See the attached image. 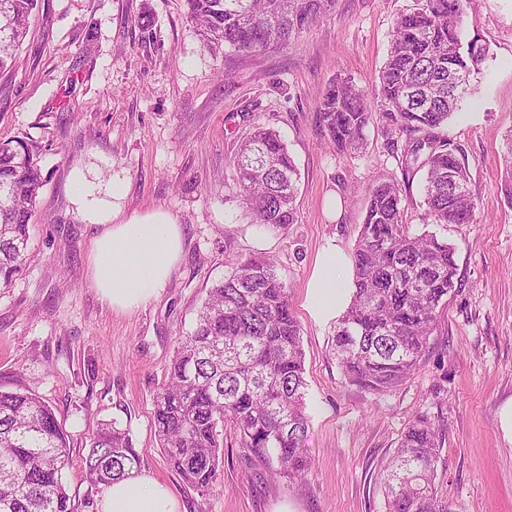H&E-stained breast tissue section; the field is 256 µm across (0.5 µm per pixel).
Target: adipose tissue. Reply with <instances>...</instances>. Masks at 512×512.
Wrapping results in <instances>:
<instances>
[{"label": "adipose tissue", "instance_id": "1", "mask_svg": "<svg viewBox=\"0 0 512 512\" xmlns=\"http://www.w3.org/2000/svg\"><path fill=\"white\" fill-rule=\"evenodd\" d=\"M126 192L120 179L106 186L73 176V197L81 218L99 226L90 253V279L114 310L128 311L156 297L180 256L181 229L167 212L155 210L118 220L119 200ZM348 260L336 246L318 255L307 285V309L316 322L334 320L348 280ZM102 512H178L168 488L146 473H132L108 489Z\"/></svg>", "mask_w": 512, "mask_h": 512}]
</instances>
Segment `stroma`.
I'll use <instances>...</instances> for the list:
<instances>
[{"label": "stroma", "mask_w": 512, "mask_h": 512, "mask_svg": "<svg viewBox=\"0 0 512 512\" xmlns=\"http://www.w3.org/2000/svg\"><path fill=\"white\" fill-rule=\"evenodd\" d=\"M413 0H335L291 44L215 54L185 0H41L11 69L0 72V142L25 141L42 169L23 272L0 288V388L41 396L69 435L66 473L78 512L104 493L82 459L99 422L131 427L141 469L165 484L179 512H385L382 477L408 423L425 416L444 443L436 489L453 512H512V207L500 187L501 147L512 129V0H472L464 39L489 56L444 130L462 149L477 223L437 227L455 249L461 286L430 338L425 362L391 392L346 381L334 323L305 305L318 251L352 254L372 188L404 183V218L423 229L421 170L406 173L376 128L363 152L320 142L318 97L337 76L373 91L397 16ZM153 19L142 38L134 19ZM276 129L299 171L298 221L251 224L234 157L255 125ZM124 181L120 216L169 212L183 251L159 295L129 312L104 302L89 279L98 226L82 223L70 176ZM274 259L301 328L314 467L301 481H271L224 431L218 486L185 489L157 444L153 397L209 288L233 264Z\"/></svg>", "instance_id": "stroma-1"}]
</instances>
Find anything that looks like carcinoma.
Instances as JSON below:
<instances>
[{
	"instance_id": "1",
	"label": "carcinoma",
	"mask_w": 512,
	"mask_h": 512,
	"mask_svg": "<svg viewBox=\"0 0 512 512\" xmlns=\"http://www.w3.org/2000/svg\"><path fill=\"white\" fill-rule=\"evenodd\" d=\"M39 0H0V71L25 38ZM204 45L238 52L279 49L299 38L334 0H185ZM469 0H415L395 21L373 96L346 77L317 103L325 145L361 152L374 126L401 145L404 171L426 169L427 224H472L477 208L468 164L440 130L470 94L450 75L458 63ZM464 56L481 73L489 47ZM23 142H0V287L24 270L32 212L44 186ZM501 190L512 207V130L504 136ZM239 202L252 223L282 229L297 221V167L273 128L258 124L235 156ZM402 185L372 190L353 252L352 294L337 320L334 350L345 379L381 394L402 385L426 360L439 313L455 294L454 248L403 221ZM304 352L288 288L264 256L238 263L210 288L193 330L179 337L154 399L159 447L185 488L214 489L224 459V422L272 479H301L307 446ZM441 429L420 416L401 435L386 468L385 512H448L435 488ZM70 443L54 410L35 393L0 389V512H74L65 481ZM131 429L98 425L84 458L87 481L107 489L138 468Z\"/></svg>"
}]
</instances>
